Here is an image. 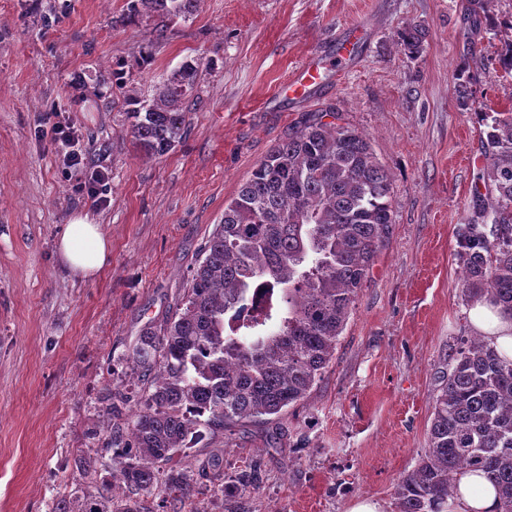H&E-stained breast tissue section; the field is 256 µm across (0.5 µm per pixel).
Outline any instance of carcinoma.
Listing matches in <instances>:
<instances>
[{
  "label": "carcinoma",
  "instance_id": "1",
  "mask_svg": "<svg viewBox=\"0 0 512 512\" xmlns=\"http://www.w3.org/2000/svg\"><path fill=\"white\" fill-rule=\"evenodd\" d=\"M200 0H131L137 16L189 17ZM401 45L420 51L421 34L406 28ZM198 68L185 63L155 86L146 101L125 92L129 134L148 158L182 138L186 102ZM473 75L455 73L461 106L487 127L485 163L474 200L459 225L461 293L480 298L512 320V112L475 106ZM332 121L325 122L323 118ZM392 183L366 137L337 112L311 115L256 165L224 207V221L202 248L179 308L143 327L123 358L136 380L109 394L101 429L110 462L82 461L87 477L119 475L128 494L118 502L108 484L73 510L144 512L140 494L158 489L176 502L192 489L181 453L241 420L281 416L307 398L335 359L358 293L393 224ZM267 303L252 311L258 284ZM139 411L120 419L118 403ZM224 451L207 466L226 512L263 483V463L251 460L224 479ZM461 470H480L495 483L500 512H512V360L481 336L460 337L448 355V375L435 397L428 448L395 486L396 512H444Z\"/></svg>",
  "mask_w": 512,
  "mask_h": 512
}]
</instances>
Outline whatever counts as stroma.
Here are the masks:
<instances>
[{"mask_svg": "<svg viewBox=\"0 0 512 512\" xmlns=\"http://www.w3.org/2000/svg\"><path fill=\"white\" fill-rule=\"evenodd\" d=\"M408 26L420 53L400 45ZM162 29V38L152 35ZM364 35L353 53L339 40ZM512 31L484 29L471 0H202L188 18H139L127 0H0V512H53L87 489L76 463L100 451L106 388L144 325L174 310L224 206L310 113L333 109L366 134L392 177L394 222L340 336L336 358L282 418L246 421L187 449L194 495L158 492L148 512H224L203 464L224 451L231 477L253 458L266 476L247 512H395L394 486L428 445L448 349L474 335L456 236L484 164L486 128L454 92L466 63L474 99L512 110L497 63ZM321 84L281 94L307 59ZM199 65L185 133L148 159L124 96L151 99L185 62ZM73 126L89 195L49 130ZM112 243L108 266L80 280L56 238L82 213Z\"/></svg>", "mask_w": 512, "mask_h": 512, "instance_id": "stroma-1", "label": "stroma"}]
</instances>
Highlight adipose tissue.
<instances>
[{
    "label": "adipose tissue",
    "instance_id": "adipose-tissue-1",
    "mask_svg": "<svg viewBox=\"0 0 512 512\" xmlns=\"http://www.w3.org/2000/svg\"><path fill=\"white\" fill-rule=\"evenodd\" d=\"M57 260L71 276L96 277L111 259V243L100 224L89 215H79L64 225L56 243ZM471 325L486 334L498 351L512 359V322L497 318L482 303L468 312ZM457 491L448 500V512H499L500 500L494 486L481 474L462 471Z\"/></svg>",
    "mask_w": 512,
    "mask_h": 512
}]
</instances>
